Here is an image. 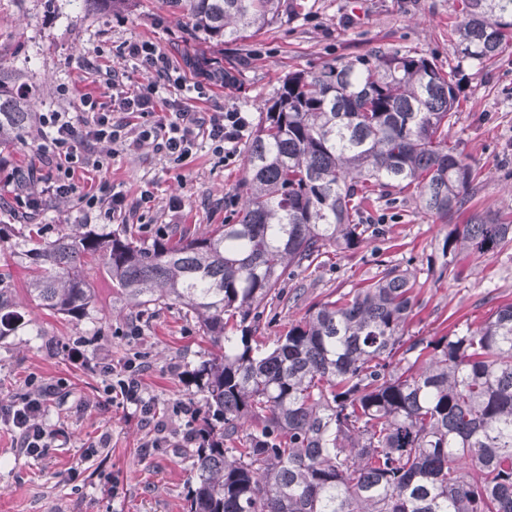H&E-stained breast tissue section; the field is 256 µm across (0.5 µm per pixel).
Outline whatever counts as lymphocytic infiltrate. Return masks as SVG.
<instances>
[{"label":"lymphocytic infiltrate","instance_id":"obj_1","mask_svg":"<svg viewBox=\"0 0 512 512\" xmlns=\"http://www.w3.org/2000/svg\"><path fill=\"white\" fill-rule=\"evenodd\" d=\"M122 54L131 61L133 70L144 72L145 82L134 90H126L117 75L105 80V90L97 97H80L75 112H43L38 116L41 130L39 150L48 160L47 171L17 175L18 184H35L33 192L16 195L18 212L34 215L43 210L50 199L67 197L77 192L80 169H102L111 159L110 145L138 147L154 144L174 163L180 164L197 153L201 144H209L218 154L226 153L244 136L249 121L241 112H196L178 98H161L163 85L184 87L182 78L173 74L168 56L153 42L142 40L123 46ZM165 106L166 115L155 120L158 106ZM132 114L140 123L135 133L127 125L114 121V113ZM143 366L127 361L117 371L109 386L127 403L134 405L143 423L154 426V436L148 447L161 448L167 443L163 424L154 423L152 403L141 392ZM59 392L58 385L40 384L23 395L20 401L0 405V421L16 435L18 448L32 457L46 454L51 446V434L44 423L45 404Z\"/></svg>","mask_w":512,"mask_h":512}]
</instances>
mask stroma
<instances>
[{
	"label": "stroma",
	"mask_w": 512,
	"mask_h": 512,
	"mask_svg": "<svg viewBox=\"0 0 512 512\" xmlns=\"http://www.w3.org/2000/svg\"><path fill=\"white\" fill-rule=\"evenodd\" d=\"M461 9V0H294L293 11L220 48L190 37L184 18L165 0H126L118 8L89 12L67 0H0V67L26 71L36 88L35 112H71L81 95L102 92L109 72L125 70L130 85L141 82L119 53L126 43L154 42L189 84L199 73L186 60L204 52L219 66L235 68L237 80L210 81L208 98L191 100V108L245 112L257 125L265 117L261 104L289 73L340 64L372 48L409 50L440 66H455L453 30ZM464 74L448 138L458 142L475 180L464 212L452 218L456 224L473 213L512 214V44L486 65L465 64ZM42 165L35 134L0 145V224L19 221L10 208L6 171ZM245 174L242 142L231 160L204 147L179 168L148 144L118 151L108 168L83 172L79 185L87 192L109 182L131 203L142 190L154 191L151 209L109 220L132 225L149 244L161 228L172 233L185 225L203 229L233 221ZM173 195L182 198L181 211L170 210ZM368 214L379 223L380 235L354 250L329 251L309 269L285 278L282 303L260 320L261 341L272 342L312 306L365 286L391 265L409 270L420 283L418 305L406 326L410 336L437 338L457 325H477L512 302V243L484 254L457 251L445 275L438 276L430 265L441 260L449 223L423 213L408 190L391 202L376 200ZM35 221L106 220L73 196L49 202ZM27 262L12 240L0 242V275L12 281L31 321L26 331L0 339V403L24 393L31 378L62 382L47 405L45 423L65 430L69 440L45 456L30 457L16 448L9 429H0V512H184L190 473L182 435L203 406L188 372L209 348L199 324L175 305L148 313L126 305L100 279L88 317L69 321L48 314L28 302ZM131 324L139 326V335H120V328ZM80 341L92 360L115 366L133 357L143 362V394L168 426L166 447L144 452L150 426L132 406L107 400L105 376L70 361L67 349ZM179 404L190 406L191 414L175 415Z\"/></svg>",
	"instance_id": "1"
}]
</instances>
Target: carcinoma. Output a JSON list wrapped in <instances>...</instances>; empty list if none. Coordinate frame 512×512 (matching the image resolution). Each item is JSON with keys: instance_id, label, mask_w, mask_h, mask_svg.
Segmentation results:
<instances>
[{"instance_id": "obj_1", "label": "carcinoma", "mask_w": 512, "mask_h": 512, "mask_svg": "<svg viewBox=\"0 0 512 512\" xmlns=\"http://www.w3.org/2000/svg\"><path fill=\"white\" fill-rule=\"evenodd\" d=\"M215 45L274 22L282 0H167ZM461 61L512 42V0H462ZM460 67L371 51L288 74L246 149L238 220L150 245L123 224H65L36 248L30 301L70 320L94 307L102 276L117 297L178 305L212 351L189 374L203 393L186 512H512V303L427 340L405 336L416 277L390 266L253 344L277 286L376 231L378 192L411 189L424 213L462 211L472 166L448 142ZM36 91L0 68V143L31 128ZM512 241V224L474 214L445 238L458 250ZM30 325L0 278V339Z\"/></svg>"}]
</instances>
